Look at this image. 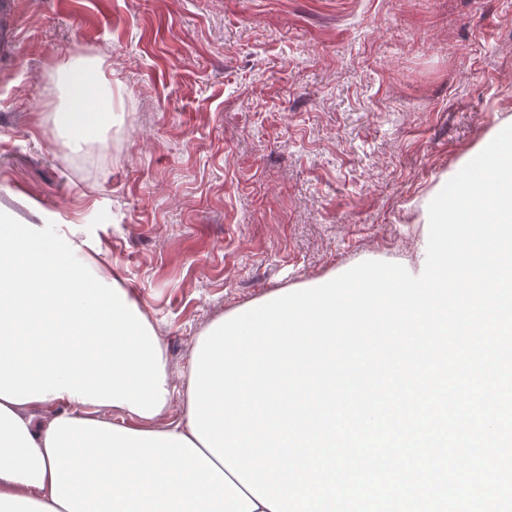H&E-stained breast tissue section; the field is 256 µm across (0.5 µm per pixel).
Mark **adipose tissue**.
Masks as SVG:
<instances>
[{
    "mask_svg": "<svg viewBox=\"0 0 512 512\" xmlns=\"http://www.w3.org/2000/svg\"><path fill=\"white\" fill-rule=\"evenodd\" d=\"M99 67L78 70L97 111L56 115L77 145L112 121ZM28 207L37 223L0 225V286L27 303L0 297V512H270L194 436L191 375L173 385L140 302L96 271L98 242Z\"/></svg>",
    "mask_w": 512,
    "mask_h": 512,
    "instance_id": "1",
    "label": "adipose tissue"
}]
</instances>
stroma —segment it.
Instances as JSON below:
<instances>
[{"label": "stroma", "mask_w": 512, "mask_h": 512, "mask_svg": "<svg viewBox=\"0 0 512 512\" xmlns=\"http://www.w3.org/2000/svg\"><path fill=\"white\" fill-rule=\"evenodd\" d=\"M0 50V214L83 216L179 376L224 313L366 260L512 114V0H20ZM97 56L116 122L73 150L57 71Z\"/></svg>", "instance_id": "obj_1"}]
</instances>
